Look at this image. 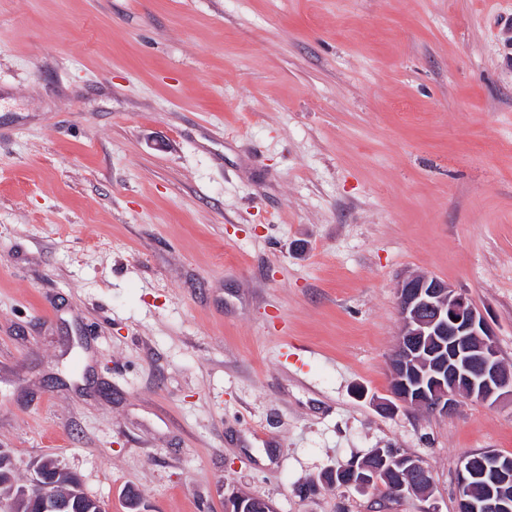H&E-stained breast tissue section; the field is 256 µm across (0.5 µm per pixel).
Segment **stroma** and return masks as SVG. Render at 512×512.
Segmentation results:
<instances>
[{
	"instance_id": "stroma-1",
	"label": "stroma",
	"mask_w": 512,
	"mask_h": 512,
	"mask_svg": "<svg viewBox=\"0 0 512 512\" xmlns=\"http://www.w3.org/2000/svg\"><path fill=\"white\" fill-rule=\"evenodd\" d=\"M512 368V0H0V450L106 512H456L512 401L401 408L396 286ZM374 448L427 496L325 485Z\"/></svg>"
}]
</instances>
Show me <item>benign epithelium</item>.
<instances>
[{"instance_id":"benign-epithelium-1","label":"benign epithelium","mask_w":512,"mask_h":512,"mask_svg":"<svg viewBox=\"0 0 512 512\" xmlns=\"http://www.w3.org/2000/svg\"><path fill=\"white\" fill-rule=\"evenodd\" d=\"M397 300L401 330L390 362L396 406L446 415L463 399L494 403L512 396V369L499 359L492 327L468 297L437 278L411 275L399 281ZM420 363L436 385L431 399L423 392L412 397L403 391L406 377ZM487 470V459L480 457L460 468L462 512H486L489 507L512 512V501L507 499L485 502L470 496V484ZM345 480L363 490L379 484L377 478L355 469Z\"/></svg>"}]
</instances>
